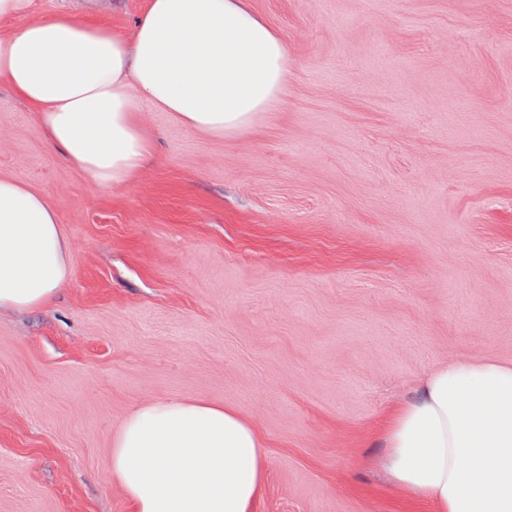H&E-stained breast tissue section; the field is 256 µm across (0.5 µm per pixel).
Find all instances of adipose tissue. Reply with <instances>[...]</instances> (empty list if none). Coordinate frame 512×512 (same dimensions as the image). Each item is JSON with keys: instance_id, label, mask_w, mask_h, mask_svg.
Instances as JSON below:
<instances>
[{"instance_id": "adipose-tissue-1", "label": "adipose tissue", "mask_w": 512, "mask_h": 512, "mask_svg": "<svg viewBox=\"0 0 512 512\" xmlns=\"http://www.w3.org/2000/svg\"><path fill=\"white\" fill-rule=\"evenodd\" d=\"M0 85L30 106L47 147L111 190L154 161L146 113L236 138L288 90L285 34L251 0H149L132 35L76 12L0 0ZM72 276L55 206L0 176V308L50 305ZM382 467L433 512H512V362L456 358L394 407ZM266 449L255 424L205 400L142 403L112 437L110 469L133 512H252Z\"/></svg>"}]
</instances>
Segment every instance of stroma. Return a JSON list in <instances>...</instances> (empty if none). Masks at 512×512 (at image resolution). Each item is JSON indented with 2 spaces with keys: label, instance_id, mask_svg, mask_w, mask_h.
Masks as SVG:
<instances>
[{
  "label": "stroma",
  "instance_id": "1",
  "mask_svg": "<svg viewBox=\"0 0 512 512\" xmlns=\"http://www.w3.org/2000/svg\"><path fill=\"white\" fill-rule=\"evenodd\" d=\"M146 0H34L132 32ZM288 93L214 139L170 113L110 191L0 88V175L58 209L73 273L0 309V512H132L113 434L202 399L262 434L254 512H429L375 461L391 407L453 358L512 362V0H252Z\"/></svg>",
  "mask_w": 512,
  "mask_h": 512
}]
</instances>
